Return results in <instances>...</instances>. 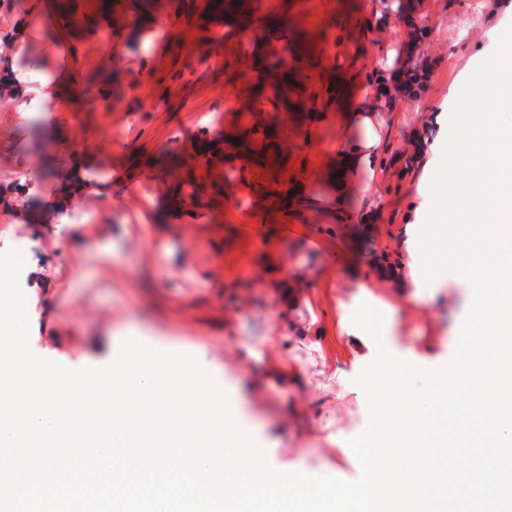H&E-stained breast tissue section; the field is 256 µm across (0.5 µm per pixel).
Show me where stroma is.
<instances>
[{
  "mask_svg": "<svg viewBox=\"0 0 512 512\" xmlns=\"http://www.w3.org/2000/svg\"><path fill=\"white\" fill-rule=\"evenodd\" d=\"M33 2L0 0V55L70 70L73 90L94 101L89 112L61 101L46 139L38 112L0 99V253L26 250L33 352L70 369L103 366L141 332L243 392L240 419L278 470L353 480L349 441L368 422L353 379L376 355L355 309L380 311L386 348L424 368L451 359L469 311L456 274L408 298L404 229L431 206L419 185L464 82L512 27V0L494 12L485 0H411L406 23L384 34L365 26L373 0H258L256 17L232 9L217 26L202 0H47L34 15ZM25 18L30 38L17 56ZM111 41L118 68L104 56ZM391 50L400 70L427 79L374 118L389 134L384 209L339 224L324 216L332 194L314 180L342 139L334 104L367 95ZM36 140L46 165L35 163ZM202 164L192 207L179 186ZM74 170L91 189L68 202ZM275 265L294 289L276 287ZM290 296L308 330L295 325Z\"/></svg>",
  "mask_w": 512,
  "mask_h": 512,
  "instance_id": "1",
  "label": "stroma"
}]
</instances>
